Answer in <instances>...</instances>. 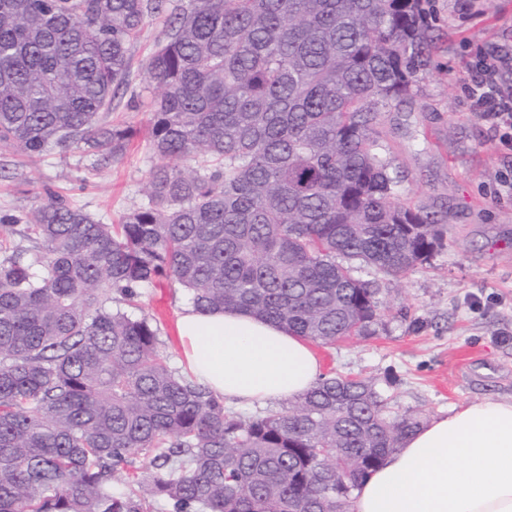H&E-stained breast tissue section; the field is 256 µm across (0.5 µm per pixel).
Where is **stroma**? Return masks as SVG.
Instances as JSON below:
<instances>
[{"mask_svg": "<svg viewBox=\"0 0 512 512\" xmlns=\"http://www.w3.org/2000/svg\"><path fill=\"white\" fill-rule=\"evenodd\" d=\"M433 66L417 95L381 118L384 155L401 176L400 198L444 215V244L402 278L361 269L380 301L369 336L316 346L323 373L371 379L400 410L449 415L485 399L512 401V145L476 109L468 67L493 57L512 89V0H430ZM151 17L134 43L128 82L111 120L136 130L124 154L105 167L80 153L51 151L30 161L0 150V216L25 217L35 193L51 191L106 224L146 200L158 158L144 130L150 118L146 65L165 38ZM187 290L167 279L141 289L132 315H149L170 367L183 358L177 320Z\"/></svg>", "mask_w": 512, "mask_h": 512, "instance_id": "obj_1", "label": "stroma"}]
</instances>
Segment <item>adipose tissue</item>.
I'll use <instances>...</instances> for the list:
<instances>
[{"label":"adipose tissue","mask_w":512,"mask_h":512,"mask_svg":"<svg viewBox=\"0 0 512 512\" xmlns=\"http://www.w3.org/2000/svg\"><path fill=\"white\" fill-rule=\"evenodd\" d=\"M177 329L187 370L228 402L294 400L322 375L307 340L244 311L188 309ZM351 512H512V401L427 423L363 481Z\"/></svg>","instance_id":"adipose-tissue-1"}]
</instances>
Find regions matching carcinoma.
<instances>
[{"mask_svg":"<svg viewBox=\"0 0 512 512\" xmlns=\"http://www.w3.org/2000/svg\"><path fill=\"white\" fill-rule=\"evenodd\" d=\"M166 0H0V149L103 166L130 48ZM425 0H183L147 63V203L104 224L51 193L0 247V512H349L428 421L325 375L245 416L173 370L158 327L110 306L157 278L320 345L378 321L359 268L401 277L442 245L396 201L383 113L418 90ZM343 261H338V258Z\"/></svg>","mask_w":512,"mask_h":512,"instance_id":"carcinoma-1","label":"carcinoma"}]
</instances>
